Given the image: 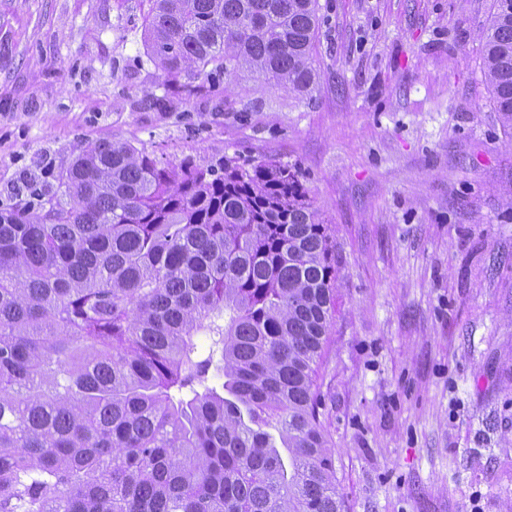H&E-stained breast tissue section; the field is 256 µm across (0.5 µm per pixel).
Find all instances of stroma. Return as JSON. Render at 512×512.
Here are the masks:
<instances>
[{"instance_id": "stroma-1", "label": "stroma", "mask_w": 512, "mask_h": 512, "mask_svg": "<svg viewBox=\"0 0 512 512\" xmlns=\"http://www.w3.org/2000/svg\"><path fill=\"white\" fill-rule=\"evenodd\" d=\"M495 0H319L304 100L248 77L191 100L150 0H0V206L79 150L276 160L331 233L320 419L345 512H512V126L485 79Z\"/></svg>"}]
</instances>
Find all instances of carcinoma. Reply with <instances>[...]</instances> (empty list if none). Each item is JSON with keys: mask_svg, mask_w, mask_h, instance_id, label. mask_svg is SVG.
<instances>
[{"mask_svg": "<svg viewBox=\"0 0 512 512\" xmlns=\"http://www.w3.org/2000/svg\"><path fill=\"white\" fill-rule=\"evenodd\" d=\"M495 2L486 78L512 126ZM318 31V0H153L144 20L187 96L248 73L307 97ZM31 196L0 208V512H344L318 411L336 267L297 171L102 141Z\"/></svg>", "mask_w": 512, "mask_h": 512, "instance_id": "carcinoma-1", "label": "carcinoma"}]
</instances>
